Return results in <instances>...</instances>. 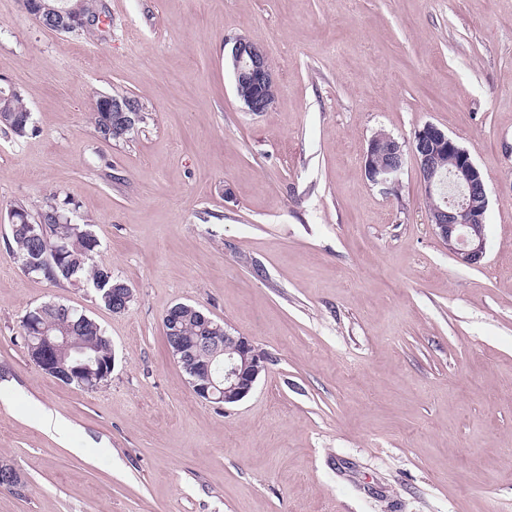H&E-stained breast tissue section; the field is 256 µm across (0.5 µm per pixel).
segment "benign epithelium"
I'll return each instance as SVG.
<instances>
[{
  "instance_id": "obj_1",
  "label": "benign epithelium",
  "mask_w": 512,
  "mask_h": 512,
  "mask_svg": "<svg viewBox=\"0 0 512 512\" xmlns=\"http://www.w3.org/2000/svg\"><path fill=\"white\" fill-rule=\"evenodd\" d=\"M23 10L37 24L47 30L63 33L75 26L93 27L97 20L79 13L75 6L63 11L44 10L25 0ZM230 62L237 97L244 108L254 114L271 111L276 98L277 77L262 47L240 36L233 39ZM97 112L112 113V123L126 129L136 127L139 108L130 98L103 96L94 101ZM413 156L419 179L425 192L433 197L448 190L443 204L429 213V224L448 247V251L462 264L477 266L486 254L485 220L488 209L487 180L469 152L439 126L427 123L418 129L410 148L395 137L386 134L369 141L364 156L367 179L388 190L399 183L406 153ZM448 155V173L440 170V157ZM82 315L71 327L57 334L53 327L38 329L36 342L28 343L29 356L45 374L56 376L60 383L71 381L70 374L60 372L54 365L55 353L65 347L73 353L80 371V380L90 388L99 385L112 372V362H100L88 357L80 347L76 327L84 323ZM173 346L168 348L173 360L190 374L189 384L195 396L203 401L235 405L253 390L262 372L268 369L267 356L247 336L224 330V336H200L186 344L178 336V329L170 331ZM204 349L212 356L204 362L198 354Z\"/></svg>"
}]
</instances>
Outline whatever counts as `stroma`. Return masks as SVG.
<instances>
[{
	"label": "stroma",
	"mask_w": 512,
	"mask_h": 512,
	"mask_svg": "<svg viewBox=\"0 0 512 512\" xmlns=\"http://www.w3.org/2000/svg\"><path fill=\"white\" fill-rule=\"evenodd\" d=\"M91 34L0 0V85L33 129L0 130V512H512V0H104ZM260 44L272 111L239 101L225 40ZM150 117L104 140L93 100ZM435 124L487 178L486 255L428 222L414 159L371 184L372 136ZM133 299L26 273L7 210L49 195ZM61 301L112 344L65 386L25 314ZM199 306L270 358L248 397L199 400L162 319ZM52 413L61 430L44 428Z\"/></svg>",
	"instance_id": "35a3bbf8"
}]
</instances>
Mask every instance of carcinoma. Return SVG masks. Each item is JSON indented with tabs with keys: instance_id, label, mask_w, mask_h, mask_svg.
<instances>
[{
	"instance_id": "1",
	"label": "carcinoma",
	"mask_w": 512,
	"mask_h": 512,
	"mask_svg": "<svg viewBox=\"0 0 512 512\" xmlns=\"http://www.w3.org/2000/svg\"><path fill=\"white\" fill-rule=\"evenodd\" d=\"M28 113L29 109L18 92L10 88L0 90V128L18 138L26 136L32 123V119L25 118ZM91 120L96 132L105 140L125 141L133 134V131L119 126L113 129L108 127L101 112H91ZM69 205L70 201L61 203L53 195L45 198L33 212L25 205L13 206L11 212L16 216L17 223L11 225V240L15 252L20 261L35 262L36 269L32 270V274L59 282H81L92 288L98 301L110 309L112 289L125 288L127 283L114 277L109 267L95 262L98 240L89 232V224L70 219L73 209ZM28 224L45 225L44 238L31 236L26 228ZM54 244L62 246L64 257L52 266L42 265L40 254ZM66 309L68 305L56 302L50 311L35 316V319L65 328L69 326V317L64 313ZM198 311L200 308L188 304L177 316L179 335L186 340L206 333ZM78 336L88 355L104 359L112 355L110 340L94 320L82 325Z\"/></svg>"
}]
</instances>
